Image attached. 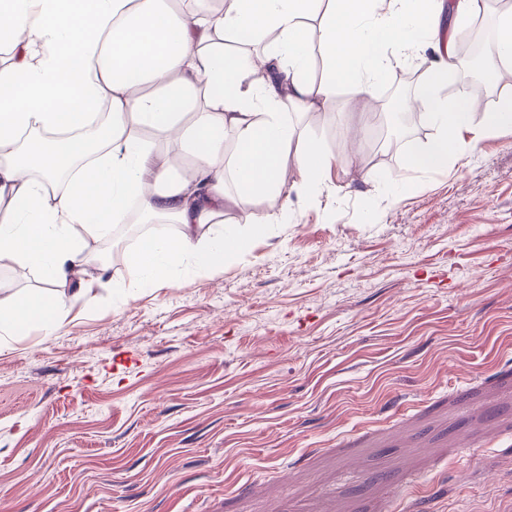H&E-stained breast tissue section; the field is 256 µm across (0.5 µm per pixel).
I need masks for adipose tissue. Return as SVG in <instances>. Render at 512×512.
<instances>
[{
	"mask_svg": "<svg viewBox=\"0 0 512 512\" xmlns=\"http://www.w3.org/2000/svg\"><path fill=\"white\" fill-rule=\"evenodd\" d=\"M475 3L454 0L445 23L439 0H222L194 20L178 0H0V261L39 270L56 289L22 304L1 296L0 335L53 331L83 293L74 280L86 237L129 222L133 207L141 222L181 227L132 256L137 278L172 281L189 258L222 272L241 244L222 228L225 211L261 233L255 202L287 191L292 172L317 190L337 160L315 140L293 148L289 106L320 111L341 83L373 98L418 39L443 25L449 40L462 36L457 19ZM259 28L278 33L263 52L228 45ZM318 55L330 77L316 78ZM449 68V54L431 60L408 102L437 130L407 151L408 168H446L468 151L466 132L512 126V99L442 97ZM103 102L95 139L70 137Z\"/></svg>",
	"mask_w": 512,
	"mask_h": 512,
	"instance_id": "1",
	"label": "adipose tissue"
}]
</instances>
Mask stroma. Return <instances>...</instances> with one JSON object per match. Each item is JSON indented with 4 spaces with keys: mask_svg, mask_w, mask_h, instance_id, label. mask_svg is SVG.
Returning a JSON list of instances; mask_svg holds the SVG:
<instances>
[{
    "mask_svg": "<svg viewBox=\"0 0 512 512\" xmlns=\"http://www.w3.org/2000/svg\"><path fill=\"white\" fill-rule=\"evenodd\" d=\"M391 95L300 121L336 173L223 272L128 246L0 339V512H512V127L412 170Z\"/></svg>",
    "mask_w": 512,
    "mask_h": 512,
    "instance_id": "stroma-1",
    "label": "stroma"
}]
</instances>
